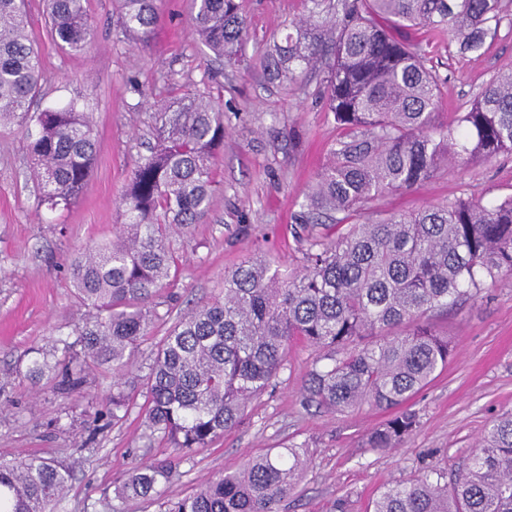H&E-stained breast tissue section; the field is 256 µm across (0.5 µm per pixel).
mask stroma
<instances>
[{"label": "stroma", "mask_w": 512, "mask_h": 512, "mask_svg": "<svg viewBox=\"0 0 512 512\" xmlns=\"http://www.w3.org/2000/svg\"><path fill=\"white\" fill-rule=\"evenodd\" d=\"M250 39L247 63L214 60L192 33L189 0H163L144 42L117 39L112 20L119 0H87L93 42L79 53L51 41L44 0H26L30 34L44 80L35 108L78 101L89 113L98 157L82 195L69 207L38 202L26 151L27 130L0 126V459L37 457L73 471L54 512H165L168 500L192 493L210 478L289 444L305 445L308 468L282 512H366L380 486L407 482L430 469L455 473L492 422L512 412V278L476 298L436 312L432 331L448 337L453 354L411 401L418 426L396 449L365 445L386 418L364 404L345 414L303 406L301 385L314 352L288 348V362L246 407L240 423L191 458L174 460L161 434L143 425V396H135L116 425L94 428L96 410L112 398V373L89 371L80 400L51 385H32L17 369L34 347H49L81 325L86 310L69 277L71 260L111 241L123 217L126 180L154 140L152 105L192 89L224 109V145L212 164L213 193L199 224L173 243L176 264L154 299L158 317L131 357L130 374L145 376L157 344L188 311L212 302L224 276L257 253L292 272L302 266L300 215L304 197L339 131L322 95L321 71L289 86L267 78L256 60L285 23L306 12L305 0H240ZM444 78L441 112H463L498 71L512 69V29L477 52L462 54L450 34L400 31ZM139 89H132L131 80ZM490 202L512 194V155L442 166L411 189L376 197L365 223L411 213L462 194ZM175 462L155 499H116L129 469Z\"/></svg>", "instance_id": "stroma-1"}]
</instances>
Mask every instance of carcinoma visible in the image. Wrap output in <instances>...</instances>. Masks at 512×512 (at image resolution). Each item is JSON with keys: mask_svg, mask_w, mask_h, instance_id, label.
Instances as JSON below:
<instances>
[{"mask_svg": "<svg viewBox=\"0 0 512 512\" xmlns=\"http://www.w3.org/2000/svg\"><path fill=\"white\" fill-rule=\"evenodd\" d=\"M24 0H0V123L32 126L31 178L41 203L68 207L95 166L86 113L73 103L32 109L43 72L28 33ZM307 15L259 59L269 79L294 82L323 69L328 110L341 134L305 194L304 264L292 275L263 256L224 276V298L179 320L158 343L143 379L145 423L179 459L234 428L247 404L284 366L288 346L316 352L303 400L331 413L365 403L395 414L367 445L397 447L417 427L404 408L448 365L451 341L429 327L431 313L478 296L512 274V194L486 205L473 194L393 215L355 220L386 192L408 190L443 164L512 153V69L486 83L465 112L438 121L443 79L393 27L452 32L477 52L505 20L501 0H310ZM86 0H47L50 37L83 51L94 39ZM197 40L218 59L239 63L247 43L236 0H191ZM160 0H122L117 33L148 39ZM155 109L156 144L131 171L120 198L116 239L81 253L72 278L88 309L74 340L27 353L23 377L82 397L89 369L112 368L116 424L129 410L128 359L157 318L153 299L176 257L171 239L199 222L212 194L211 163L224 143V111L191 89ZM344 227L317 231L323 220ZM306 467V449L287 446L201 483L167 512H281ZM170 465L132 468L120 499L149 500L171 481ZM70 486V471L39 458L0 462V512H47ZM371 512H512V414L495 421L467 466L447 479L430 471L387 484Z\"/></svg>", "mask_w": 512, "mask_h": 512, "instance_id": "1", "label": "carcinoma"}]
</instances>
